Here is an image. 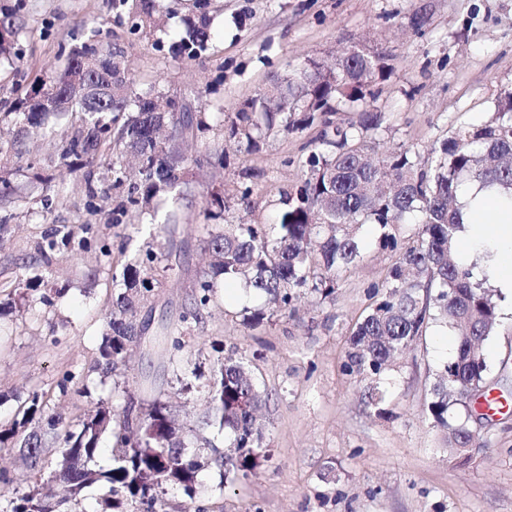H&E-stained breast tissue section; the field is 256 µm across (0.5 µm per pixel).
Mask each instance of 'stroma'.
<instances>
[{
    "label": "stroma",
    "instance_id": "35a3bbf8",
    "mask_svg": "<svg viewBox=\"0 0 512 512\" xmlns=\"http://www.w3.org/2000/svg\"><path fill=\"white\" fill-rule=\"evenodd\" d=\"M208 3L216 34L205 52L190 57L171 49L168 32L195 14V0H178L163 28L147 34L118 21L112 0H0V17L13 13L23 23L15 57L0 62V178L17 197L0 206L7 222L0 237V423L22 411L34 389L48 391L52 413L73 425L98 399H111L117 410L140 400L146 380L180 423L195 425L205 402L194 375L208 373L221 349L252 357L255 382L269 401L258 466L222 490L216 471L202 472L213 512H512V302L499 300L497 329L483 344L486 383L506 407L482 423L467 464L449 455L444 432L424 416L434 377L454 354L452 333L429 325L381 375L386 396L377 406L368 402L370 379L345 367L370 288L396 260L389 250L368 247L358 266L340 272L333 296L303 290L288 313L254 330L244 326L240 304L212 308L188 326L192 351L178 371L135 347L117 379L93 381L90 396L76 395L69 376L87 372L108 331L113 276L145 243L170 248L159 215H177L187 259L160 278L140 314L175 322L209 260L203 193L223 195L225 221L271 222L283 193L302 179L299 160L317 131L272 136L253 152L227 148L224 170L195 171L186 196L169 197L158 214L124 208L105 161L93 163L91 197L81 163L61 160L67 117L50 118L53 133L45 137L18 118L17 101L34 79L51 80L63 66L62 46L98 29L99 47L122 50L134 95L198 100L210 126L206 138L219 148L224 119L243 100L305 59L330 63L355 46L386 54L391 67L377 86L378 156L406 148L427 156L436 142L487 121L501 89L512 86V0ZM419 9L429 20L418 33L411 18ZM246 168L264 173L251 185L247 211L239 204ZM85 223L93 226L88 248L52 256L59 296L45 305L16 289L37 242L55 226Z\"/></svg>",
    "mask_w": 512,
    "mask_h": 512
}]
</instances>
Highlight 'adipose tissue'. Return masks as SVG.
<instances>
[{"label":"adipose tissue","mask_w":512,"mask_h":512,"mask_svg":"<svg viewBox=\"0 0 512 512\" xmlns=\"http://www.w3.org/2000/svg\"><path fill=\"white\" fill-rule=\"evenodd\" d=\"M460 197L465 241L491 245L497 286L512 297V209L502 207L498 198L475 183L464 186Z\"/></svg>","instance_id":"1"}]
</instances>
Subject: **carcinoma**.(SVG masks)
I'll return each instance as SVG.
<instances>
[{"instance_id":"carcinoma-1","label":"carcinoma","mask_w":512,"mask_h":512,"mask_svg":"<svg viewBox=\"0 0 512 512\" xmlns=\"http://www.w3.org/2000/svg\"><path fill=\"white\" fill-rule=\"evenodd\" d=\"M140 9L131 15V28L156 25L153 0H115L117 14L127 4ZM18 25L0 26V56L11 53ZM91 31L88 41L71 49L63 69L52 80L34 84L18 110L27 127L46 135L54 114L52 98L73 97L71 113L91 115L65 141L62 157L109 159L112 187L125 193L133 207L146 208L154 199L188 184L193 167H225L224 150L205 147L187 156L182 144L204 137L209 125L196 108L170 99L167 128L155 127L160 116L147 110L150 101L137 100L130 110L131 86L121 66V49L103 53ZM213 37L205 7L183 32L170 33L172 46L196 56ZM389 75L386 55L362 48L348 52L341 69L309 59L288 77H276L268 93L244 102L227 117L224 131L237 148L253 151L272 133L292 135L320 126L314 148L302 159L305 178L284 194V209L270 224H208L205 242L211 253L209 269L199 276L188 306L176 325H163L151 341V351L176 364L188 352L184 325L199 321L217 298L220 288L237 283L265 297V306L247 317L254 328L284 314L301 288L325 296L336 290V274L357 265L366 246L364 227L375 229V244L398 252L380 285L371 289L369 310L352 334L347 367L377 379L395 354L411 349L428 325L451 328L456 354L435 377L426 418L447 434L448 443L460 442L470 430L467 422L451 424L448 417L470 406L469 386L485 381L487 365L482 348L497 327L495 293L489 272L475 276L474 265L453 258L456 237L462 231L460 192L470 182L496 189L512 199V88L503 90L490 122L463 129L441 140L428 160L405 149L367 159L368 133L378 129L382 113L373 108L376 84ZM358 112L355 121L339 122V112ZM137 161L136 179L128 180L123 158ZM211 219L224 217V196L205 197ZM415 226L402 240L397 229ZM90 224H63L38 243L42 262L30 268L18 284L30 288L50 285L51 254L61 246H84ZM170 255H157L146 243L144 257L124 266L112 278L110 333L103 337L89 372L104 378L116 375L128 347L135 341L138 312L158 283V276L173 269ZM209 404V422L230 441L226 454L211 439L206 458L181 452L199 440L196 430L176 422L163 394L140 401L144 426L131 427V414L115 413L101 399L95 410L75 425H64L49 413L43 391L29 394L22 417L0 430V512H71L82 492L98 486L110 512H161L162 495L177 487L189 499L193 512H208L196 504L203 482L200 473L217 470L223 481L258 464L263 425L256 413L268 394L253 382L244 358H218L213 373L201 385ZM112 441V456L105 467L95 465L103 435ZM61 445V459L49 469L58 490L56 501L30 491L22 496L10 489L8 465L19 459L35 476L46 470L42 449Z\"/></svg>"}]
</instances>
